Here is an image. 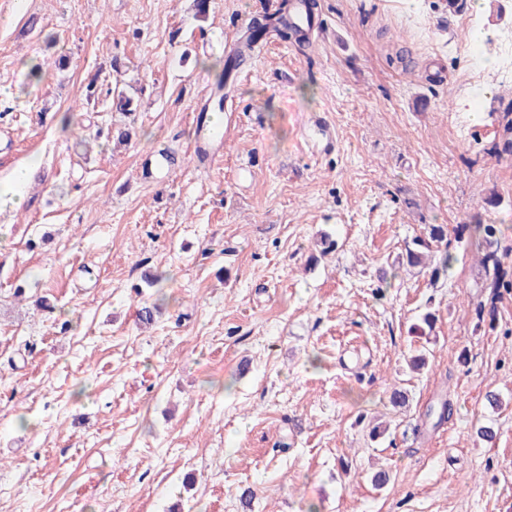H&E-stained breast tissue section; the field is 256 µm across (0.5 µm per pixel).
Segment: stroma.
<instances>
[{
	"label": "stroma",
	"mask_w": 512,
	"mask_h": 512,
	"mask_svg": "<svg viewBox=\"0 0 512 512\" xmlns=\"http://www.w3.org/2000/svg\"><path fill=\"white\" fill-rule=\"evenodd\" d=\"M486 3L471 28L445 0H322L310 47L268 39L226 81L280 0H0V191L29 172L0 209V512H512V292L471 231L512 277V80L466 62L512 0ZM114 59L133 114L72 113ZM431 224L462 233L436 274L406 262ZM195 112V123L199 130L198 138L196 140L195 145V151L198 155L202 154L204 156H209L210 154L219 151L223 141L214 136L203 121L200 123V118L203 109H200ZM473 230L482 236L485 243L489 245L488 250L484 256L485 268L489 270L491 266L494 273L497 272L500 266V261L497 256V251L493 250L491 247L492 239L495 237L497 231L495 226L492 224H474Z\"/></svg>",
	"instance_id": "stroma-1"
}]
</instances>
